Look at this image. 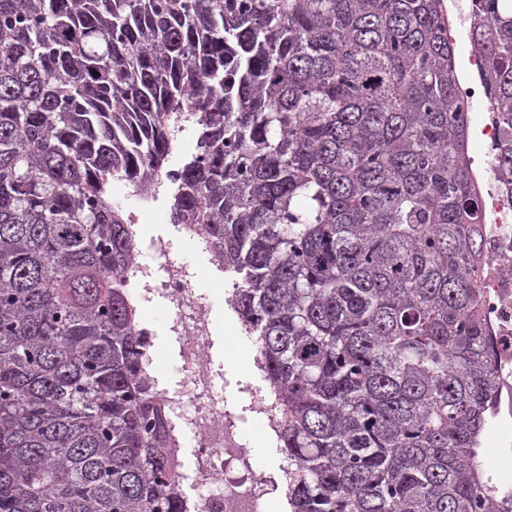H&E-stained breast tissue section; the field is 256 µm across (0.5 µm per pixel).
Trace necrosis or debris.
Instances as JSON below:
<instances>
[{"mask_svg":"<svg viewBox=\"0 0 512 512\" xmlns=\"http://www.w3.org/2000/svg\"><path fill=\"white\" fill-rule=\"evenodd\" d=\"M474 0H448L453 42L461 55L458 95L471 110L469 129L482 157L472 160L470 181L483 203L477 257L483 323L496 352L498 374L492 424L502 461L512 460V190L499 181L495 156L502 141L484 81L481 55L471 39ZM151 259H140L125 286L134 303L167 302V336L179 347L180 376L158 386L165 413L175 425L170 446L191 445L182 486L194 493L195 512H262L278 489L277 480L257 468L239 427L240 417L224 403L223 375L213 360L217 341L212 304L199 288L201 271L172 254V243L157 238Z\"/></svg>","mask_w":512,"mask_h":512,"instance_id":"obj_1","label":"necrosis or debris"}]
</instances>
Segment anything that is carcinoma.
Listing matches in <instances>:
<instances>
[{"mask_svg": "<svg viewBox=\"0 0 512 512\" xmlns=\"http://www.w3.org/2000/svg\"><path fill=\"white\" fill-rule=\"evenodd\" d=\"M472 38L512 184V0ZM443 0H0V512H186L114 182L235 276L291 512H503Z\"/></svg>", "mask_w": 512, "mask_h": 512, "instance_id": "obj_1", "label": "carcinoma"}]
</instances>
